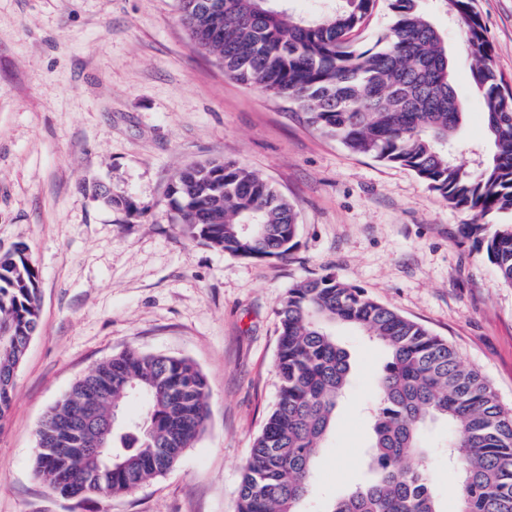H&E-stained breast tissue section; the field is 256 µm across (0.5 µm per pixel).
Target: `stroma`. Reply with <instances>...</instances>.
I'll return each instance as SVG.
<instances>
[{"mask_svg": "<svg viewBox=\"0 0 512 512\" xmlns=\"http://www.w3.org/2000/svg\"><path fill=\"white\" fill-rule=\"evenodd\" d=\"M512 88V0H474ZM421 7L448 43L466 109L455 152L486 147L472 59L441 0ZM233 160L298 212L279 259L184 238L167 196L181 168ZM116 205H108L103 193ZM448 207L405 167L347 151L287 101L194 51L178 0H0V254L38 271L40 320L0 426V512H236L242 466L276 401V311L321 275L426 325L512 408V287ZM350 388L316 460L324 507L367 471L365 407L384 350L348 327ZM128 350L192 361L210 396L204 434L163 475L82 506L34 474L36 430L74 381Z\"/></svg>", "mask_w": 512, "mask_h": 512, "instance_id": "stroma-1", "label": "stroma"}]
</instances>
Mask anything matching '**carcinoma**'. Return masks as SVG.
<instances>
[{
    "label": "carcinoma",
    "instance_id": "cac0c4a2",
    "mask_svg": "<svg viewBox=\"0 0 512 512\" xmlns=\"http://www.w3.org/2000/svg\"><path fill=\"white\" fill-rule=\"evenodd\" d=\"M179 0L193 49L216 57L234 79L293 102L307 122L350 152L413 170L452 208H465L497 275L512 286V224L486 231L490 213L512 212V90L493 66L472 0H443L473 60L483 99L488 152L471 170L451 146L465 121L453 87L448 46L421 0H387L393 24L380 48L361 50L352 34L377 0H336L331 11L295 16L287 0ZM182 233L226 253L280 258L297 232L294 206L272 183L232 161H209L176 173L168 187ZM245 224L261 228L246 234ZM37 271L17 248L0 255V428L14 378L37 331ZM278 397L241 472L237 512H305L316 455L330 433L351 375L340 325L360 331L387 353L373 397L371 477L336 498L327 512H442L432 488L433 449L424 429L448 426V465L459 473V512H512V410L448 341L424 325L325 275L288 289L278 310ZM208 382L190 360L126 351L78 379L47 412L38 435L50 448H85L67 432L74 410L98 403L112 415L106 444L112 471L91 454L35 455L48 489L78 476L89 498L128 493L164 474L203 433Z\"/></svg>",
    "mask_w": 512,
    "mask_h": 512
}]
</instances>
